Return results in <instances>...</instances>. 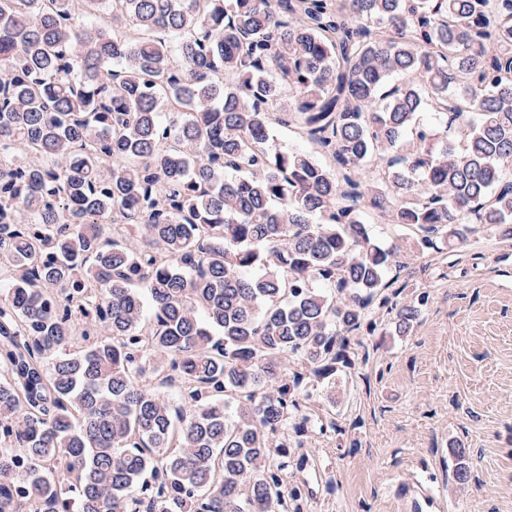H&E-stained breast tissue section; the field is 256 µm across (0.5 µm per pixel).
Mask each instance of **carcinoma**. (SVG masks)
I'll return each instance as SVG.
<instances>
[{
  "label": "carcinoma",
  "instance_id": "carcinoma-1",
  "mask_svg": "<svg viewBox=\"0 0 512 512\" xmlns=\"http://www.w3.org/2000/svg\"><path fill=\"white\" fill-rule=\"evenodd\" d=\"M479 228L512 0H0V512H304L316 387Z\"/></svg>",
  "mask_w": 512,
  "mask_h": 512
}]
</instances>
